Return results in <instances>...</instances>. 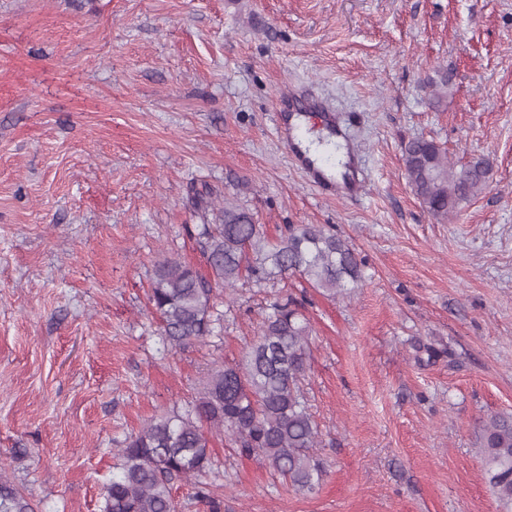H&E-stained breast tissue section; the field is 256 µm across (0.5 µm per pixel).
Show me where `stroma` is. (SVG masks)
Masks as SVG:
<instances>
[{
    "instance_id": "1",
    "label": "stroma",
    "mask_w": 512,
    "mask_h": 512,
    "mask_svg": "<svg viewBox=\"0 0 512 512\" xmlns=\"http://www.w3.org/2000/svg\"><path fill=\"white\" fill-rule=\"evenodd\" d=\"M287 89L345 122L359 198L292 164L273 125ZM418 136L490 162L448 219L405 172ZM228 197L272 238L331 226L364 280L333 298L238 283L213 336L167 347L154 268L207 273L199 234ZM289 299L325 473L300 493L213 439L221 512H512L478 447L480 420L512 413V0H0V472L36 512H102L125 438Z\"/></svg>"
}]
</instances>
